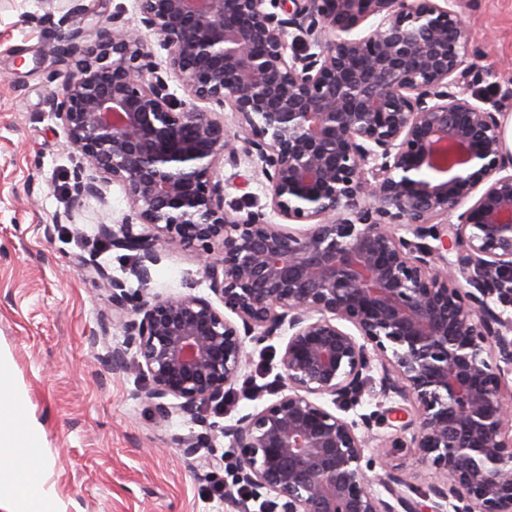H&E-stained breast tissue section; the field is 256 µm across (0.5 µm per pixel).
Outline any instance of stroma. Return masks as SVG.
Returning a JSON list of instances; mask_svg holds the SVG:
<instances>
[{
  "label": "stroma",
  "instance_id": "1",
  "mask_svg": "<svg viewBox=\"0 0 512 512\" xmlns=\"http://www.w3.org/2000/svg\"><path fill=\"white\" fill-rule=\"evenodd\" d=\"M86 14L69 28L91 30L121 14L132 28L134 0H83ZM471 48L490 83L512 84V0H458ZM45 0H0V350L8 352L14 381L26 396L25 414L45 431L43 461L15 452L18 469L36 472L53 486L62 512H229L214 495L223 469L186 459L172 439L199 434L200 426L175 416L160 420L146 398V373L137 366L111 370L107 356L123 333L101 335L100 319L112 308L109 292L81 270L93 259L124 281L130 295L139 285L131 252L102 248L100 224L134 219L121 184L106 183L88 199L73 223H56L78 173L79 158L58 120L45 112L48 94L60 90L54 47L58 16ZM225 203L263 211L260 180L240 188L230 167H218ZM161 295L211 297L194 250L165 255L153 269ZM280 338L252 350V362L223 410H204L220 426L271 402L280 384Z\"/></svg>",
  "mask_w": 512,
  "mask_h": 512
}]
</instances>
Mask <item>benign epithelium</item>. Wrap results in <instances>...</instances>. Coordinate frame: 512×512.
<instances>
[{"mask_svg": "<svg viewBox=\"0 0 512 512\" xmlns=\"http://www.w3.org/2000/svg\"><path fill=\"white\" fill-rule=\"evenodd\" d=\"M47 4L67 19L84 11ZM136 7L139 28L117 14L90 40L58 34L62 91L46 99L89 171L56 222L112 180L145 226L99 225L100 241L134 253L140 285L132 305L123 281L90 266L112 297L101 334L124 336L112 369L136 349L159 418L207 427L173 444L213 467L201 410L224 407L247 344L281 338L279 396L221 429L236 481L271 495V512H512V152L500 105L512 86L473 91L488 73L456 0ZM200 102L230 109L241 135ZM220 164L261 173L279 221L226 210ZM195 246L222 312L151 289L164 255ZM375 369L379 396L413 412L344 416ZM389 417L395 433H373ZM373 441L433 468L422 500L403 474L367 475Z\"/></svg>", "mask_w": 512, "mask_h": 512, "instance_id": "1", "label": "benign epithelium"}]
</instances>
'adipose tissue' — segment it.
I'll use <instances>...</instances> for the list:
<instances>
[{"label":"adipose tissue","instance_id":"adipose-tissue-1","mask_svg":"<svg viewBox=\"0 0 512 512\" xmlns=\"http://www.w3.org/2000/svg\"><path fill=\"white\" fill-rule=\"evenodd\" d=\"M44 446L43 425L37 419L29 420L22 436L0 420V512H59L53 491L7 459L16 448L41 456Z\"/></svg>","mask_w":512,"mask_h":512}]
</instances>
